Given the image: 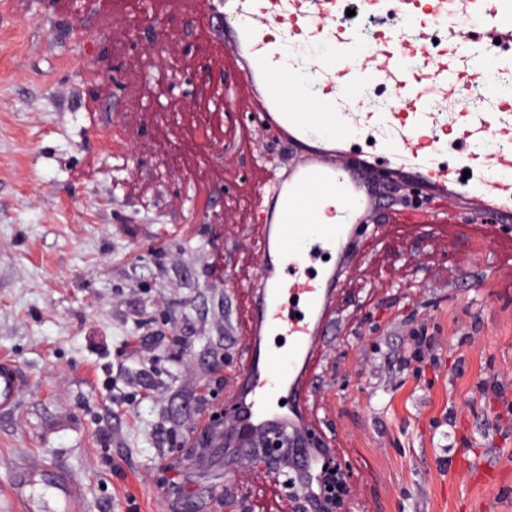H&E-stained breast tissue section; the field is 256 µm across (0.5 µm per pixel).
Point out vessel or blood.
<instances>
[{"mask_svg": "<svg viewBox=\"0 0 512 512\" xmlns=\"http://www.w3.org/2000/svg\"><path fill=\"white\" fill-rule=\"evenodd\" d=\"M224 50L240 77L242 93L258 108L262 124L285 141L335 143L332 155L301 156L277 179L275 196H261V287L248 317L247 362L238 376L237 428L256 436L307 435L301 406L319 337L340 277L304 272L318 254L346 258L355 229L351 218H368L374 197L363 175L392 164L425 194L467 200L494 217L512 216V92L476 99L456 111L465 87H484L490 72L512 70V0H223ZM368 17L395 14L400 29L366 33L344 25L348 11ZM288 32L285 41L272 31ZM478 33L482 58L467 50ZM371 53L364 68L362 50ZM374 85L390 89L384 110L352 107ZM384 136L370 162L345 165L344 141L361 129ZM464 145L461 165L445 161L449 141ZM469 179H462V170ZM335 189L343 220L302 224L324 190ZM295 299L297 314L285 311ZM287 337V351L265 344L270 332ZM27 378L12 361L0 360V418L15 410ZM288 394L282 410L274 399ZM323 445L303 449L294 469L310 512H319Z\"/></svg>", "mask_w": 512, "mask_h": 512, "instance_id": "vessel-or-blood-1", "label": "vessel or blood"}]
</instances>
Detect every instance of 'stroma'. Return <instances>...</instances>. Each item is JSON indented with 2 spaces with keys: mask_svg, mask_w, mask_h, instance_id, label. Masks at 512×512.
<instances>
[{
  "mask_svg": "<svg viewBox=\"0 0 512 512\" xmlns=\"http://www.w3.org/2000/svg\"><path fill=\"white\" fill-rule=\"evenodd\" d=\"M0 0V359L29 382L0 420V512L19 467L62 468L84 512H308L264 464L203 449L235 394L261 264L251 222L267 167L294 147L232 99L201 151L203 85L185 61L153 114L169 52L201 45L188 0H154L171 48L127 31L139 0ZM123 124L133 159L100 137ZM211 221L188 197L200 181ZM439 217L360 233L325 322L310 430L352 484V512H512V222ZM220 251L224 270L211 272ZM438 364L400 372L418 325Z\"/></svg>",
  "mask_w": 512,
  "mask_h": 512,
  "instance_id": "35a3bbf8",
  "label": "stroma"
}]
</instances>
